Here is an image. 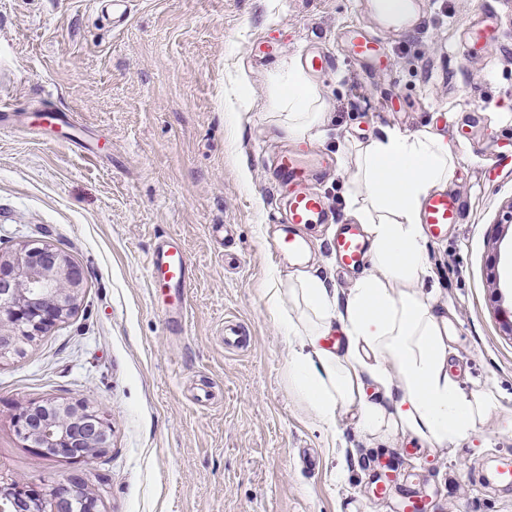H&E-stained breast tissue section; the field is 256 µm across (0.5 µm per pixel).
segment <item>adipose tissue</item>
<instances>
[{
	"mask_svg": "<svg viewBox=\"0 0 512 512\" xmlns=\"http://www.w3.org/2000/svg\"><path fill=\"white\" fill-rule=\"evenodd\" d=\"M270 85L278 127L292 139L318 137L324 100L301 63L271 75ZM352 164L347 210L371 243L369 270L346 291L315 271L298 273L288 289L272 276L259 286L286 335L295 393L330 433L344 411L362 433L407 435L437 449L461 447L493 414L512 432V398L452 375L443 320L421 292L431 275L421 206L453 181L454 145L426 128H386L357 143ZM288 296L294 307L285 306ZM336 330L345 346H323Z\"/></svg>",
	"mask_w": 512,
	"mask_h": 512,
	"instance_id": "1",
	"label": "adipose tissue"
}]
</instances>
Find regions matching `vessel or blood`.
<instances>
[{
  "mask_svg": "<svg viewBox=\"0 0 512 512\" xmlns=\"http://www.w3.org/2000/svg\"><path fill=\"white\" fill-rule=\"evenodd\" d=\"M343 44L349 60L369 70L383 68L385 44L377 33L352 28L345 32ZM333 164L330 155L309 154L300 148H287L280 153L275 176L288 188L284 205L288 229L273 243L274 252L285 251L294 259H302L305 251L302 229L332 221V211L313 183L319 175L330 171ZM422 219L433 239L445 238L449 225L462 221L459 196L451 192L429 193L423 201ZM331 249L336 254L338 266L356 272L367 262L369 243L361 225L342 224L332 240ZM146 268L152 291L165 295L164 311L169 320L182 321L187 313L184 296L191 286L192 269L180 244L172 238L157 243L146 256Z\"/></svg>",
  "mask_w": 512,
  "mask_h": 512,
  "instance_id": "obj_1",
  "label": "vessel or blood"
}]
</instances>
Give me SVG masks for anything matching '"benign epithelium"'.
<instances>
[{"label": "benign epithelium", "mask_w": 512, "mask_h": 512, "mask_svg": "<svg viewBox=\"0 0 512 512\" xmlns=\"http://www.w3.org/2000/svg\"><path fill=\"white\" fill-rule=\"evenodd\" d=\"M83 288L78 266L50 244L0 252V355L54 330L77 308ZM19 436L41 454L87 462L110 447L112 426L83 399L34 402L15 417ZM44 494L22 480L0 485V512H99L84 480L68 475Z\"/></svg>", "instance_id": "1"}]
</instances>
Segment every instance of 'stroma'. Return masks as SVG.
I'll return each instance as SVG.
<instances>
[{"mask_svg": "<svg viewBox=\"0 0 512 512\" xmlns=\"http://www.w3.org/2000/svg\"><path fill=\"white\" fill-rule=\"evenodd\" d=\"M407 27L384 33L386 71L341 58L340 35L381 20L358 0H135L112 25L110 0H0V251L47 243L82 270L78 309L51 333L0 357V483L50 492L80 473L100 512H401L416 492L426 512H512V432L490 419L448 454L408 438L339 427L355 449L345 479L330 437L288 383V343L257 293L271 271L335 265L347 223L350 144L387 127L431 128L460 158L450 185L463 220L431 240L422 292L448 321L450 363L467 386L512 395V0H418ZM490 25L479 54L462 43ZM334 55L313 75L325 101L321 137L294 142L269 113L270 73L306 48ZM75 112L62 132L42 114ZM314 148L336 161L318 188L335 221L308 235L301 267L274 258L285 191L276 154ZM248 180H241L240 169ZM181 241L192 265L184 322L166 321L146 255ZM500 282L493 293L491 279ZM250 344L224 348V321ZM84 399L112 425L111 445L74 463L39 454L17 434L21 408ZM392 492L376 498V483Z\"/></svg>", "mask_w": 512, "mask_h": 512, "instance_id": "stroma-1", "label": "stroma"}]
</instances>
